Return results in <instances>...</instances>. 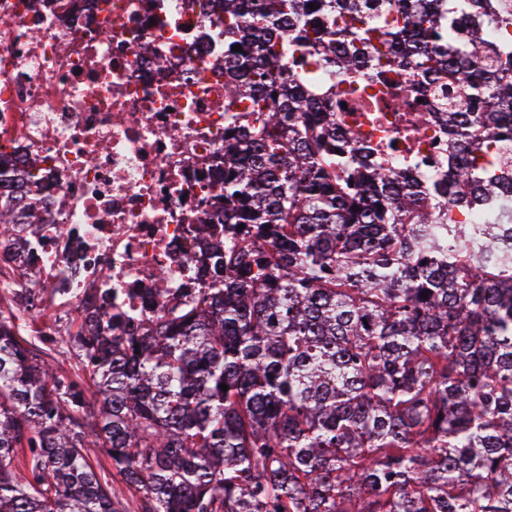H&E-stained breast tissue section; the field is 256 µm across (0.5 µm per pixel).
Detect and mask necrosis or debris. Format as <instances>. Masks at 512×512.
I'll use <instances>...</instances> for the list:
<instances>
[{"label": "necrosis or debris", "mask_w": 512, "mask_h": 512, "mask_svg": "<svg viewBox=\"0 0 512 512\" xmlns=\"http://www.w3.org/2000/svg\"><path fill=\"white\" fill-rule=\"evenodd\" d=\"M205 0H0V168L41 221L17 227L31 276L5 287L74 335L88 295L127 318L169 306L212 274L224 215V36ZM444 90L376 107L338 94L347 137L423 179L445 173Z\"/></svg>", "instance_id": "obj_1"}]
</instances>
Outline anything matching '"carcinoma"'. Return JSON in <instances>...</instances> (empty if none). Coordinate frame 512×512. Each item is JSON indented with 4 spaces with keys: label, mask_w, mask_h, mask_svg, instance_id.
Masks as SVG:
<instances>
[{
    "label": "carcinoma",
    "mask_w": 512,
    "mask_h": 512,
    "mask_svg": "<svg viewBox=\"0 0 512 512\" xmlns=\"http://www.w3.org/2000/svg\"><path fill=\"white\" fill-rule=\"evenodd\" d=\"M375 2L218 0L213 277L137 332L89 303L77 378L0 298V512H116L91 446L141 512H512V0ZM375 64L457 83L441 180L310 93Z\"/></svg>",
    "instance_id": "1"
}]
</instances>
